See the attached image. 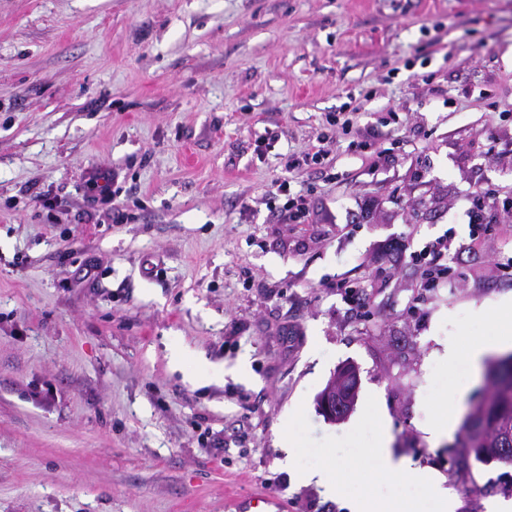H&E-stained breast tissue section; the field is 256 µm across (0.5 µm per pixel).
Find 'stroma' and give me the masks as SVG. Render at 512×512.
Wrapping results in <instances>:
<instances>
[{
    "label": "stroma",
    "instance_id": "obj_1",
    "mask_svg": "<svg viewBox=\"0 0 512 512\" xmlns=\"http://www.w3.org/2000/svg\"><path fill=\"white\" fill-rule=\"evenodd\" d=\"M321 132L322 169H289ZM103 168L120 197L91 198ZM283 179L317 223L281 216ZM478 189L490 233L467 223ZM447 232L448 285L420 296L408 255ZM498 255L512 0H0V512L254 495L350 512L397 497L371 453L382 429L456 512H493L512 463L456 457L461 426L437 444L423 427L452 387L462 419L491 386L439 354L512 298ZM174 347L223 379L174 368ZM349 365L354 405L326 419L317 398ZM285 432L343 496L281 468Z\"/></svg>",
    "mask_w": 512,
    "mask_h": 512
}]
</instances>
